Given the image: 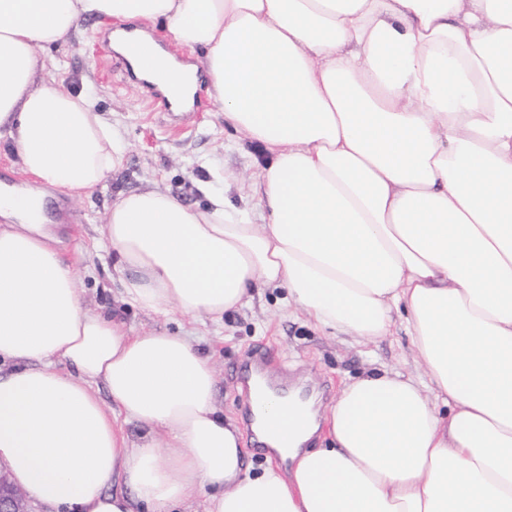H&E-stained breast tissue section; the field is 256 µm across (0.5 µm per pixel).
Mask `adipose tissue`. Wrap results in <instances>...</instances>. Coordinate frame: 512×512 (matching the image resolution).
I'll return each instance as SVG.
<instances>
[{
	"label": "adipose tissue",
	"instance_id": "adipose-tissue-1",
	"mask_svg": "<svg viewBox=\"0 0 512 512\" xmlns=\"http://www.w3.org/2000/svg\"><path fill=\"white\" fill-rule=\"evenodd\" d=\"M89 18L157 86L208 92L261 144L267 221L153 187L101 226L122 303L222 322L283 287L357 342L403 317L424 370L346 384L325 417L255 377L243 469L191 337L85 305L43 188L82 196L123 158L87 98L40 78ZM35 185L0 196V464L49 512H512V0H0V140ZM109 397L101 399L99 388ZM145 433L131 442L127 425Z\"/></svg>",
	"mask_w": 512,
	"mask_h": 512
}]
</instances>
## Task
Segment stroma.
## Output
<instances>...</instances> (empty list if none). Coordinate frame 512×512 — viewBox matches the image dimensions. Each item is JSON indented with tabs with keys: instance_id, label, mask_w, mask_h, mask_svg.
Segmentation results:
<instances>
[{
	"instance_id": "1",
	"label": "stroma",
	"mask_w": 512,
	"mask_h": 512,
	"mask_svg": "<svg viewBox=\"0 0 512 512\" xmlns=\"http://www.w3.org/2000/svg\"><path fill=\"white\" fill-rule=\"evenodd\" d=\"M111 21H89L71 39L44 56L45 80L87 95L96 110L120 133L127 151L121 168L103 185L77 200L48 199L47 214L70 213L64 250L79 272V286L91 310L119 307V285L112 281V255L98 228L118 190L152 185L192 205H205L197 183L208 180L253 223L265 221L254 191L263 148L224 124V114L197 90L186 121L174 119L153 102L126 60L106 40ZM280 288H257L249 304L227 314L223 324L179 313L155 315L134 307L120 315L135 333L168 330L196 337L213 355L218 370L216 405L245 423L248 404L241 382L256 350L269 354L267 367L277 381H290L321 402H329L351 379L383 368L420 373L412 338L404 325L392 335L358 344L341 333L316 327L299 309L286 305Z\"/></svg>"
}]
</instances>
